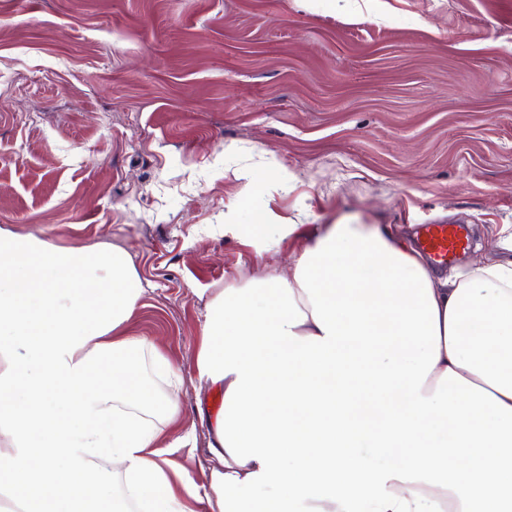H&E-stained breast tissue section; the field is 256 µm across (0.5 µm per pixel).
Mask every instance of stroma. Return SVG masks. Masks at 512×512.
Returning a JSON list of instances; mask_svg holds the SVG:
<instances>
[{
    "mask_svg": "<svg viewBox=\"0 0 512 512\" xmlns=\"http://www.w3.org/2000/svg\"><path fill=\"white\" fill-rule=\"evenodd\" d=\"M250 179H243V172ZM289 174V190L278 188ZM295 224H467L451 276L512 260V0H0V226L125 249L129 334L179 379L165 444L197 485L219 387L195 360L207 304L287 274Z\"/></svg>",
    "mask_w": 512,
    "mask_h": 512,
    "instance_id": "stroma-1",
    "label": "stroma"
}]
</instances>
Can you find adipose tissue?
Here are the masks:
<instances>
[{
  "mask_svg": "<svg viewBox=\"0 0 512 512\" xmlns=\"http://www.w3.org/2000/svg\"><path fill=\"white\" fill-rule=\"evenodd\" d=\"M288 276L228 288L196 357L224 390L207 492L125 325L123 249L0 227V488L21 512H512V260L445 277L382 224L314 228Z\"/></svg>",
  "mask_w": 512,
  "mask_h": 512,
  "instance_id": "1",
  "label": "adipose tissue"
}]
</instances>
